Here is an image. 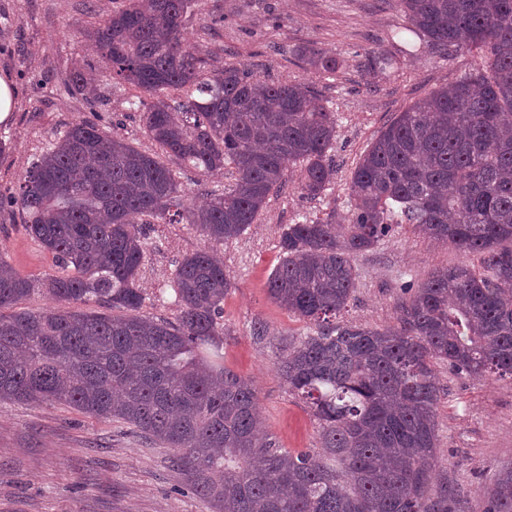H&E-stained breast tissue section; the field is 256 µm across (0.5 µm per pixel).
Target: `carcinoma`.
Segmentation results:
<instances>
[{"instance_id": "carcinoma-1", "label": "carcinoma", "mask_w": 512, "mask_h": 512, "mask_svg": "<svg viewBox=\"0 0 512 512\" xmlns=\"http://www.w3.org/2000/svg\"><path fill=\"white\" fill-rule=\"evenodd\" d=\"M82 31L112 79L155 100L145 135L224 188L184 205L159 158L88 122L56 136L11 197L29 234L67 270L45 281L58 306L14 311L34 291L0 256V399L68 404L118 418L175 450L173 466L214 512H455L453 489L434 485L435 364L474 378L512 377V0H395L426 46L479 62L417 100L381 130L352 172L347 223L286 225L268 294L312 332L282 340L279 371L319 423L320 448L290 451L259 434L253 383L211 360L224 335V263L202 249L173 280L177 322L141 312L146 241L138 219L185 222L214 243L258 222L296 174L311 198L335 169L336 113L309 89L270 83L214 52L182 49L197 0H113ZM396 55L375 51L386 71ZM395 224L476 254L402 287L397 324L338 319L356 289L354 257ZM93 303L100 312L81 306ZM112 309L123 314L114 316ZM484 512H512V470L484 495Z\"/></svg>"}]
</instances>
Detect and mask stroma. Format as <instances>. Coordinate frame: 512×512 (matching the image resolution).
Returning a JSON list of instances; mask_svg holds the SVG:
<instances>
[{
    "instance_id": "stroma-1",
    "label": "stroma",
    "mask_w": 512,
    "mask_h": 512,
    "mask_svg": "<svg viewBox=\"0 0 512 512\" xmlns=\"http://www.w3.org/2000/svg\"><path fill=\"white\" fill-rule=\"evenodd\" d=\"M91 1L88 11L84 0H0V76L10 79L16 94L13 112L0 122V253L37 283L59 268L28 234L9 198L43 147L85 120L139 150L158 151L129 105L134 88L114 83L106 60L85 47L81 30L112 7V0ZM404 23L388 0H198L183 28L187 51L206 41L223 45L214 67L233 61L274 83H303L336 114L330 152L336 176L322 196L307 198L297 180H289L257 224L217 247L232 284L224 300V365L255 383L265 426L291 450L317 448L318 425L278 371L280 337L298 338L310 330L267 292L280 262L281 231L330 211L344 217L351 172L380 131L397 112L453 83L473 63L465 51L449 60L423 51L402 57L398 68L370 69V52L390 49L388 33ZM318 53L336 58L335 76L316 71L312 59ZM77 71L89 83L81 91L71 84ZM166 163L176 171L188 207L225 182L223 175H200L171 157ZM145 233L142 312L172 322L177 265L207 242L188 224L154 221ZM476 261L417 235L412 225H399L355 257L359 280L343 318L371 327L393 325L403 284L420 283L437 268ZM257 321L269 327L260 339L252 334ZM435 370L445 394L437 408L434 480L459 489L464 512H483L484 488L512 468V378L475 379L441 363ZM172 455L119 419H97L60 403L2 401L0 512H212L207 501L185 489Z\"/></svg>"
}]
</instances>
